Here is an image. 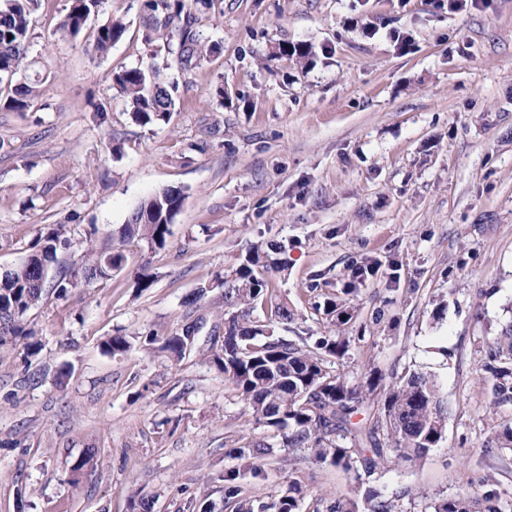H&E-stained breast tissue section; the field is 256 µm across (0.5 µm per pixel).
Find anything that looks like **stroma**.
I'll list each match as a JSON object with an SVG mask.
<instances>
[{
	"label": "stroma",
	"instance_id": "obj_1",
	"mask_svg": "<svg viewBox=\"0 0 512 512\" xmlns=\"http://www.w3.org/2000/svg\"><path fill=\"white\" fill-rule=\"evenodd\" d=\"M139 4L102 0L62 39L69 0H39L40 95L25 112L0 109V268L52 229L66 241L53 270L72 266L88 245L111 249L110 231L146 198L186 195L164 247L129 244L121 271L30 312L35 357L0 346V512H143L144 500L150 512H230L226 443L269 432L245 424L207 358L224 344L217 279L270 242L283 246L276 293L295 312L274 335L342 333L350 382L381 377L355 423L414 371L435 375L448 400L439 446L415 467H378L365 486L411 489L403 512L491 481L512 490V453L483 451L512 406L489 409L482 369L486 342L512 320V0L462 13L435 0H217L201 32L223 51L189 74L163 42L146 43ZM111 15L126 34L95 57L87 46ZM286 42L310 46L308 60L276 55ZM151 55L177 83L176 107L169 123L142 126L110 73ZM143 268L153 283L140 291ZM330 299L352 308L342 328L316 310ZM189 324L196 344L181 361L145 348ZM116 334L127 353L105 350ZM294 468L309 489L301 512L354 494L352 475L303 449L242 484L268 502Z\"/></svg>",
	"mask_w": 512,
	"mask_h": 512
}]
</instances>
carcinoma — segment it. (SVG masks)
<instances>
[{"instance_id": "1", "label": "carcinoma", "mask_w": 512, "mask_h": 512, "mask_svg": "<svg viewBox=\"0 0 512 512\" xmlns=\"http://www.w3.org/2000/svg\"><path fill=\"white\" fill-rule=\"evenodd\" d=\"M216 0H142L146 41L161 40L168 53L174 55L178 70L189 73L210 56L221 53L220 43L203 40L200 23L204 11ZM38 0H4L0 4V83L9 85L10 94L3 107L15 112L27 110L40 92L39 76L13 82L16 75L35 69L29 58L33 38L32 13ZM101 0H70V7L56 25V32L76 37L88 19L98 13ZM127 24L109 18L98 25L89 52L107 55L125 35ZM156 53L138 66L111 73L112 87L130 108L135 122L146 126L168 122L175 109L176 83L169 80L164 68L156 62ZM185 195L167 188L159 191L132 212L127 222L112 231V239L123 245L131 240H144L157 248L165 246L171 235V224L181 209ZM64 245L60 233L45 237L42 249L31 255L22 269L0 276V345L26 341V356L38 353L36 332L28 323V313L44 297L55 291L65 296L79 284H91L104 277L107 267L119 270L124 255L116 247L110 253L91 248L70 275L40 281L42 266L56 259L58 247ZM259 250L250 253L232 272L224 276V348L210 355V360L224 373V384L247 404L246 413L253 423L281 437L287 448H303L321 462L343 469L360 481L381 464L393 461L416 464L444 439L448 420V403L435 376L413 372L388 386L375 421L368 427L357 426L351 417L373 393L379 379L369 376L361 385L350 382L341 370L331 369L349 347L345 336H318L313 344L276 337L267 325L248 319L257 306L268 309L272 322H291L295 313L288 303L274 297V281L262 271ZM323 310L336 316L340 323L351 320V312L334 301L324 303ZM187 334H174L163 345L171 358L181 359ZM484 369L489 373L492 408L512 405V322L486 342ZM279 449L267 440L239 438L228 455L240 465L224 470V501L232 512H297L304 497L302 477L289 474L288 488L268 503L242 492L241 472L252 477L264 476L261 461L277 457ZM411 494L406 489L392 497L368 488L360 500H337L331 512H402L400 500ZM503 493L493 488L482 498L471 496L443 497L434 503V512H502Z\"/></svg>"}]
</instances>
